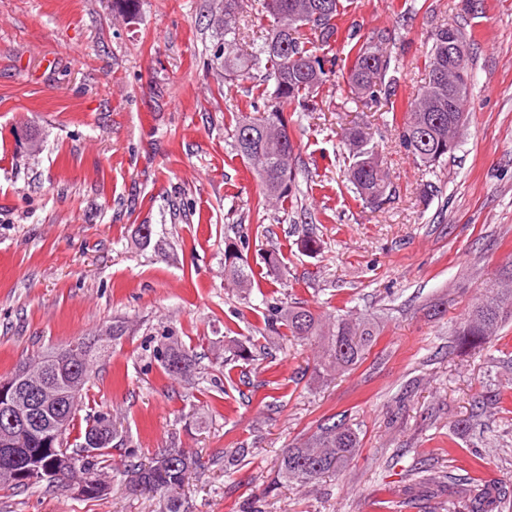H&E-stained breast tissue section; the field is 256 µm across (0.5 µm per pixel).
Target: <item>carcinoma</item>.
<instances>
[{
    "instance_id": "carcinoma-1",
    "label": "carcinoma",
    "mask_w": 512,
    "mask_h": 512,
    "mask_svg": "<svg viewBox=\"0 0 512 512\" xmlns=\"http://www.w3.org/2000/svg\"><path fill=\"white\" fill-rule=\"evenodd\" d=\"M244 0H224L215 7L213 25L231 34L236 30ZM264 12L272 19L262 44L249 56L236 58L229 53H214L211 66L243 75L252 69L264 68L274 80V89L267 95L263 112L258 117L241 115L235 118L234 150L257 171L263 187V200L284 202L292 196L294 175L292 156L294 143L282 129L285 115L301 104L330 76L339 75L352 99L377 101L395 95V87L386 81L391 56L383 51L389 40L380 31L351 47L352 59L336 69V58L318 55L322 47L334 40L338 32L336 19L343 13L342 0H263ZM464 33L454 26H440L431 35V47L425 57L426 82L399 125L400 141L420 164L433 168L446 162L459 146V116L463 114L473 75L470 57L455 60L448 56L449 36ZM350 165L348 181L365 203L376 207L384 204L391 193L389 174L384 168L366 127L355 124L345 133ZM224 274L240 291L242 300L250 297L254 273L238 243L224 241ZM264 330L301 341L319 339V369L339 372L357 365L378 336L373 319L356 314H338L330 322L305 306L266 304L262 312ZM512 319V291L490 285L489 295L477 301L463 327L457 331L459 341L474 349H484L497 341L496 329ZM127 326L112 323V337L95 338L90 344L70 353L65 371L55 384L67 390L71 380L84 378L90 383L94 361L125 335ZM224 353L242 361L253 359L247 342L232 339L224 344ZM153 356L163 373L172 378L191 381L196 377V356L169 333H161ZM79 404L60 410L54 406L39 410L43 422L63 415L68 419L64 436L54 439L49 431L32 425L20 440V447L0 451V468L13 467L35 473L55 467L60 456L68 457L75 466L73 476L94 479L108 475L113 468L112 451L123 453L124 473L130 478L129 490L149 488L164 501V512H184L179 490L188 479L197 459L179 448H166L169 464L155 459L148 466L132 464L137 450L129 445L123 432L113 426V419L99 413L80 431L76 444H69L75 428ZM360 450L357 428L344 421L321 424L300 444L285 449L277 460V478L310 484L321 477L346 467ZM508 494L501 487L483 485L470 499V512H493L496 503Z\"/></svg>"
}]
</instances>
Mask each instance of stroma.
I'll return each mask as SVG.
<instances>
[{"mask_svg":"<svg viewBox=\"0 0 512 512\" xmlns=\"http://www.w3.org/2000/svg\"><path fill=\"white\" fill-rule=\"evenodd\" d=\"M245 3L226 35L212 0H139L132 20L112 0H0V376L123 321L77 423L111 414L143 463L174 447L198 458L180 491L188 512H253L259 500L264 512H469L464 492L430 476L512 488V321L482 351L454 336L512 264V0H352L329 52L345 58L354 35L387 30L396 105L351 100L334 77L321 85L288 114L293 200L262 216L232 116L273 84L261 69L242 81L210 67L224 43L246 55L264 38L262 0ZM444 24L473 41V88L457 150L429 171L391 114L420 92ZM356 124L390 175L376 209L346 180L341 135ZM427 182L437 191L425 199ZM309 237L320 252L302 249ZM228 238L244 242L262 283L246 302L224 281ZM270 251L280 272L264 263ZM268 301L365 315L379 336L352 369L320 377L316 342L257 332ZM166 330L199 357L194 382L154 361ZM227 336L253 337L254 360L217 364ZM339 420L360 434L348 467L278 481L283 449ZM242 444L250 456L225 470V449ZM161 509L119 470L93 500L44 483L0 488V512Z\"/></svg>","mask_w":512,"mask_h":512,"instance_id":"obj_1","label":"stroma"}]
</instances>
